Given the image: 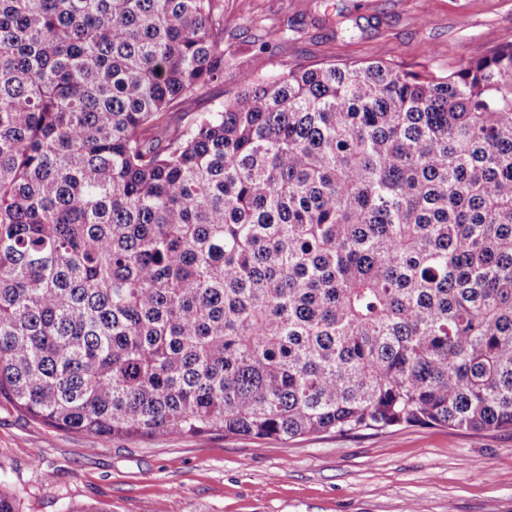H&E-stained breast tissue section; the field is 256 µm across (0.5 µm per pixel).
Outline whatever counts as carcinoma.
I'll return each mask as SVG.
<instances>
[{
    "mask_svg": "<svg viewBox=\"0 0 512 512\" xmlns=\"http://www.w3.org/2000/svg\"><path fill=\"white\" fill-rule=\"evenodd\" d=\"M224 63V0H0V396L99 440L512 429V43L202 112Z\"/></svg>",
    "mask_w": 512,
    "mask_h": 512,
    "instance_id": "cac0c4a2",
    "label": "carcinoma"
}]
</instances>
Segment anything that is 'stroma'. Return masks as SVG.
Here are the masks:
<instances>
[{
    "label": "stroma",
    "mask_w": 512,
    "mask_h": 512,
    "mask_svg": "<svg viewBox=\"0 0 512 512\" xmlns=\"http://www.w3.org/2000/svg\"><path fill=\"white\" fill-rule=\"evenodd\" d=\"M287 25L264 41L262 25ZM239 72L387 56L442 72L512 42V0H224ZM0 488L21 512H512V429L395 426L284 442L213 434L115 438L58 431L0 398Z\"/></svg>",
    "instance_id": "stroma-1"
}]
</instances>
